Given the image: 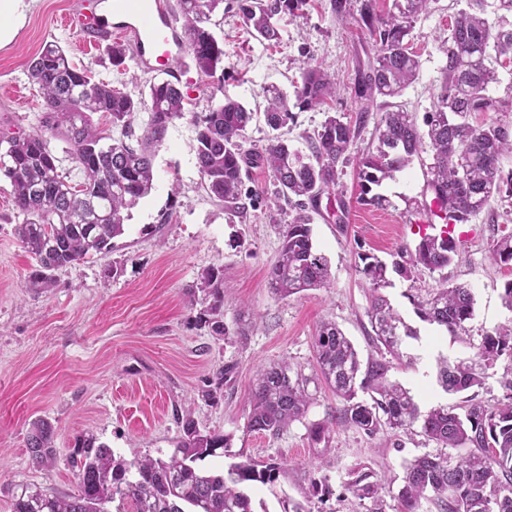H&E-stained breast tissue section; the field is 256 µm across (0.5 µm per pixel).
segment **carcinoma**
<instances>
[{"instance_id":"1","label":"carcinoma","mask_w":512,"mask_h":512,"mask_svg":"<svg viewBox=\"0 0 512 512\" xmlns=\"http://www.w3.org/2000/svg\"><path fill=\"white\" fill-rule=\"evenodd\" d=\"M246 24L259 37L279 39L278 21L302 10L307 0H240ZM223 0H179L183 30L197 70L212 77L224 62V46L212 31L211 15ZM438 0H393L392 8L378 12L376 0H362L358 23L374 47V58L360 73L355 89L362 101L395 98L416 80L420 61L411 50L409 36L420 15ZM488 0H466L451 24L448 65L443 71L435 110L426 114L420 131L412 113L396 107L384 112L375 129L377 145L359 159L360 201L384 207L389 200L372 186L422 160L430 203L442 220L439 232L424 234L408 261L393 270L409 278L419 267L441 271L457 253L458 241L450 224H467L490 209L497 196L512 197V169L502 163L512 156V123L473 125V112H512V106L490 94L498 82L497 68L512 63V27L492 24ZM29 75L43 98L39 124L32 131L0 135V174L10 180L16 209L23 215L18 236L37 261L34 288L46 287L52 272L91 255L112 251V239L124 233L123 213L135 207L151 190L153 160L169 125L184 115V95L168 81L149 84L147 99L135 98L76 68L64 49L45 45L30 61ZM336 97V87L316 65H307L296 86L295 102L275 87L266 90L264 116L278 131L294 122L291 107L323 108ZM148 112L142 132L134 122ZM102 113L120 136L105 133L92 122ZM253 111L243 103L225 99L194 115L197 129L196 159L201 183L210 197L236 211L245 208L243 166L268 170L276 186L275 199L295 208L280 231V248L270 271L271 288L288 297L323 288L330 281L327 257L314 248L312 211L321 194L336 186L341 166L349 159L362 119L350 122L327 112L314 135L306 139L308 152L274 136L262 152L245 147ZM68 145L74 169L82 182L73 185L61 171L50 139ZM427 158H422V154ZM357 272L369 288L370 340L377 356L363 362L352 341L333 321H323L313 341L318 373L342 401L336 421L374 437L421 424L422 432L441 448L460 450L416 457L405 466L403 486L394 500L396 512H418L420 502H432L439 512H512V367L502 384L504 400L495 405L466 400L462 412L439 406L423 413L410 391L388 378L392 361L414 357L403 351L406 340L419 333L406 323L381 293L390 285L388 266L375 255L359 256ZM489 259L496 265L512 264V233L492 239ZM212 304V331L226 334L220 312L224 306V273L207 275ZM418 317L453 336L470 335L475 296L466 285L442 278L426 298L413 301ZM472 357L443 359L436 380L448 394H463L483 384L485 371L505 357L512 362V326L486 332L470 344ZM303 367L286 360L257 371L249 399L247 429L277 435L306 418L316 394ZM183 435L171 455L163 459L127 462L92 434L77 437L69 464L77 479L73 494L59 496L47 489L17 486L13 512H105L115 496L129 497L134 512H254L248 488L268 484L282 469L279 463L257 468L236 463L225 471L206 470L197 461L227 447L222 435L202 433L195 422L182 420ZM55 429L46 419L31 424L27 448L32 461L43 465L54 459ZM136 472H131V469ZM346 487L361 501L373 502L370 512H384L383 485L374 472L357 467L348 473Z\"/></svg>"}]
</instances>
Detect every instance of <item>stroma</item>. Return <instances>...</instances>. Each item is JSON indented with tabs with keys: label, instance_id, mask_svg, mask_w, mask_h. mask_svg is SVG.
<instances>
[{
	"label": "stroma",
	"instance_id": "1",
	"mask_svg": "<svg viewBox=\"0 0 512 512\" xmlns=\"http://www.w3.org/2000/svg\"><path fill=\"white\" fill-rule=\"evenodd\" d=\"M29 2L13 42L0 47V134L37 126L43 101L29 81L28 64L50 42L60 44L94 79L136 98L145 92L148 72L131 61L114 67L109 48L84 50L61 25L74 0ZM359 6V0H350V14L338 21L329 0H311L303 13L281 20L282 38L271 44L248 31L239 0H224L211 24L224 41V70L209 78L192 59L182 62L178 85L185 113L169 125L156 154L150 194L130 210L125 232L114 239L109 255L55 271L49 288L29 286L36 262L19 241L16 228L23 217L12 202L9 179L0 175V512H12L11 492L21 484L72 493L76 479L68 455L79 435L94 434L129 462L164 459L180 434V419L187 416L201 430L229 438L227 448L202 460V468L282 463L274 482L251 486L255 512H283L296 503L306 512H369L371 501L355 498L345 486L351 469L368 467L395 493L407 461L438 453L417 424L372 438L337 425L329 439L314 441L309 424L332 420L341 405L324 387L305 421L276 436L246 429L257 365L285 359L312 369L313 336L321 320L335 321L361 359L375 353L358 256L367 252L388 263L399 261L402 248L420 239L424 218L414 205L429 197L424 169L416 161L380 186L389 207L357 200L355 159L374 146V127L387 103L371 104L352 162L317 202L312 240L330 261L327 287L285 298L271 290L279 228L289 222L291 210L267 208L264 199L275 190L268 171L250 170L245 186L257 196L238 213L207 195L197 168L194 113L206 111L213 97L242 102L254 112L248 146L263 149L273 136L264 119L265 89L274 85L293 95L309 62L335 83L334 112L355 119L360 103L354 86L373 55L357 22ZM459 7L458 0H439L409 36L420 70L397 103L416 120H423L437 99L448 63L449 28ZM464 229L467 236L444 271L422 268L409 279L394 274L384 290L419 332L407 345L415 363H394L389 376L411 390L424 412L460 404V396L438 386L437 359L467 358L472 351L461 338L422 322L413 298L425 296L445 277L468 285L475 295L472 338L512 321L501 300L512 267L487 258L491 239L512 232V199L493 201L488 213ZM215 269L224 273V338L203 321L212 301L206 276ZM227 365L233 374L222 395L207 398L217 372ZM39 417L55 428L56 458L46 466L34 464L26 448L30 424ZM316 482L325 486V494L313 492Z\"/></svg>",
	"mask_w": 512,
	"mask_h": 512
}]
</instances>
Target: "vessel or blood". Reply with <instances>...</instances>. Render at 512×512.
<instances>
[{"label": "vessel or blood", "mask_w": 512, "mask_h": 512, "mask_svg": "<svg viewBox=\"0 0 512 512\" xmlns=\"http://www.w3.org/2000/svg\"><path fill=\"white\" fill-rule=\"evenodd\" d=\"M65 25L86 48L115 37L130 39L142 70L170 76L186 43L169 0H94L90 7L75 8Z\"/></svg>", "instance_id": "vessel-or-blood-1"}]
</instances>
